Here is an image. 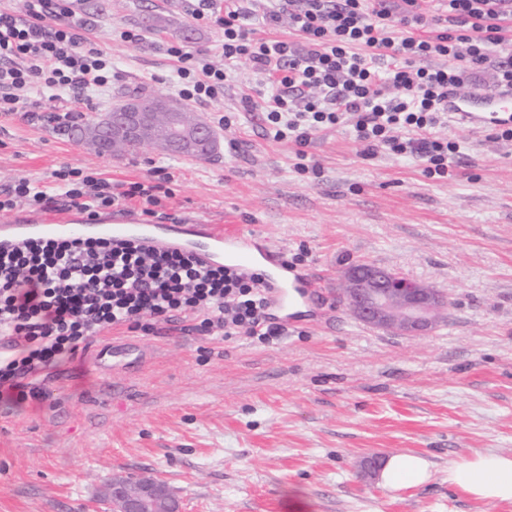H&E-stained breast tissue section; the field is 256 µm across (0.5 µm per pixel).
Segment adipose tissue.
Wrapping results in <instances>:
<instances>
[{"instance_id":"ef3b65f1","label":"adipose tissue","mask_w":512,"mask_h":512,"mask_svg":"<svg viewBox=\"0 0 512 512\" xmlns=\"http://www.w3.org/2000/svg\"><path fill=\"white\" fill-rule=\"evenodd\" d=\"M380 478L388 489L414 487L429 480V464L415 454H395L384 463ZM448 482L478 500L512 503V456L487 451L461 458L449 465Z\"/></svg>"}]
</instances>
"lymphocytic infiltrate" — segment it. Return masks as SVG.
Listing matches in <instances>:
<instances>
[{"label": "lymphocytic infiltrate", "mask_w": 512, "mask_h": 512, "mask_svg": "<svg viewBox=\"0 0 512 512\" xmlns=\"http://www.w3.org/2000/svg\"><path fill=\"white\" fill-rule=\"evenodd\" d=\"M421 0H273L268 24L288 18L299 42L250 37L238 0H197L192 20L219 26L223 65L209 52H185L170 42L178 67L170 79L184 101H219L234 63L248 64L267 89L266 138L305 148L321 131L349 126L364 155L382 149L410 155L425 176L442 179L458 142L436 136L448 117V94L494 73L512 87V57L494 54L505 41L512 0H448L458 33L422 36L429 20ZM70 0H24L22 11H0V112H27L37 100L105 93L112 59L71 22ZM452 66H445V59ZM50 186L20 179L0 192V211L55 200L89 217L131 200L142 215L161 217V186L112 184L97 173L65 167ZM191 321L196 331L224 329L267 343L284 329L271 322L261 273L208 266L178 250H151L106 239L45 240L0 251V400H47L45 379L85 351L95 335L124 326L155 331L157 324Z\"/></svg>", "instance_id": "obj_1"}]
</instances>
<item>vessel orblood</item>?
Returning a JSON list of instances; mask_svg holds the SVG:
<instances>
[{
    "mask_svg": "<svg viewBox=\"0 0 512 512\" xmlns=\"http://www.w3.org/2000/svg\"><path fill=\"white\" fill-rule=\"evenodd\" d=\"M451 115L455 121L487 129L512 125V89H470L451 93ZM105 238L112 243H136L155 248H182L194 251L203 263L222 262L251 271L257 260L270 267L267 277L270 306L287 309L313 295L318 281L309 274H289L277 255L255 237L227 231L218 224H157L131 217H105L88 220L64 213L51 222L27 218L0 225V245L9 247L29 239Z\"/></svg>",
    "mask_w": 512,
    "mask_h": 512,
    "instance_id": "vessel-or-blood-1",
    "label": "vessel or blood"
}]
</instances>
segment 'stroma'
Masks as SVG:
<instances>
[{
	"label": "stroma",
	"instance_id": "stroma-1",
	"mask_svg": "<svg viewBox=\"0 0 512 512\" xmlns=\"http://www.w3.org/2000/svg\"><path fill=\"white\" fill-rule=\"evenodd\" d=\"M190 0H73L83 34L112 55L107 99L71 111L0 115V191L39 183L63 166L115 183L171 177L166 213L263 238L303 254L321 286L293 311L275 310L273 344L241 334L159 325L117 326L63 365L51 397L0 404V512H88L113 476L160 477L182 512H512L448 484L451 462L477 452L512 454V143L457 123L448 176L377 150L363 154L347 128L307 147L319 175L296 169L297 147L262 133V87L249 65L219 102L194 111L218 134L207 160L148 148L99 156L64 135L118 104L123 91L166 99L170 39L186 51L214 47L219 27L199 29ZM163 19L134 48L117 27ZM250 94L253 111L242 110ZM229 113V127L218 126ZM359 263L392 268L444 293L447 315L423 336L370 328L347 310L343 273ZM122 340L147 350L148 365L105 371L102 349ZM414 453L431 476L418 487H382L372 458Z\"/></svg>",
	"mask_w": 512,
	"mask_h": 512
}]
</instances>
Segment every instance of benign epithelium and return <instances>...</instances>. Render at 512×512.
<instances>
[{
	"label": "benign epithelium",
	"mask_w": 512,
	"mask_h": 512,
	"mask_svg": "<svg viewBox=\"0 0 512 512\" xmlns=\"http://www.w3.org/2000/svg\"><path fill=\"white\" fill-rule=\"evenodd\" d=\"M151 121V106L135 100L125 110L108 113L100 126L112 140L136 137L145 146L150 144L147 130ZM170 133L168 144L172 146H199L213 141L206 123L187 127L176 112L170 113ZM343 298L350 313L364 324L407 336L428 333L449 306L440 291L394 270L366 263L346 272ZM105 496L121 504L118 512H179V504L160 478L132 484L123 477H114L107 484Z\"/></svg>",
	"instance_id": "1"
}]
</instances>
